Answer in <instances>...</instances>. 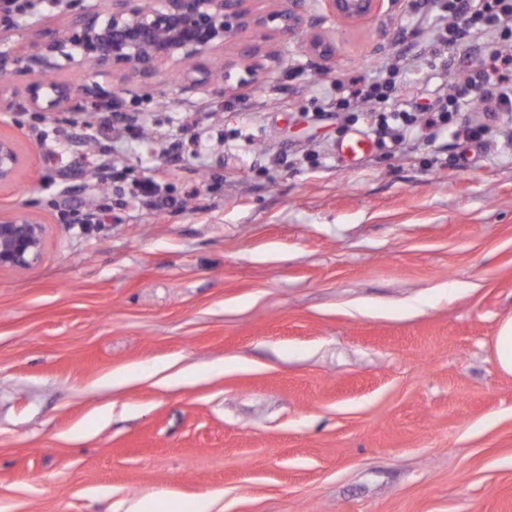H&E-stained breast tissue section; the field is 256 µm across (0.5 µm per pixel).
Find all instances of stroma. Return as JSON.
Listing matches in <instances>:
<instances>
[{"label": "stroma", "instance_id": "1", "mask_svg": "<svg viewBox=\"0 0 512 512\" xmlns=\"http://www.w3.org/2000/svg\"><path fill=\"white\" fill-rule=\"evenodd\" d=\"M305 17L336 41L249 28L215 50L199 93L180 71L139 87L92 80L141 126L70 140L107 107L0 116L27 158L0 210L47 226L42 260L0 272V512H512V127L463 108L424 144L371 147L356 112H321L334 83L370 76L401 27L425 41L428 0H386L365 23ZM259 45L248 75L237 45ZM477 45L411 64L396 101L431 103L474 74ZM196 115L208 150L183 145ZM488 124L484 138L456 127ZM182 143L180 154L164 143ZM156 179L181 201L129 200ZM107 220L83 229L82 202ZM185 371L172 386L161 369ZM306 48L312 57L320 61H330L336 57V41L324 33H309ZM132 197L146 207L164 213L167 210L178 207L177 198L167 195H160L158 184L152 179L138 181L133 184ZM495 352L500 368L512 373V318L500 326L495 337Z\"/></svg>", "mask_w": 512, "mask_h": 512}]
</instances>
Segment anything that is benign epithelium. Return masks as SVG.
I'll return each mask as SVG.
<instances>
[{
  "label": "benign epithelium",
  "instance_id": "obj_1",
  "mask_svg": "<svg viewBox=\"0 0 512 512\" xmlns=\"http://www.w3.org/2000/svg\"><path fill=\"white\" fill-rule=\"evenodd\" d=\"M104 8L73 10L70 0H50L51 8L70 16L62 28L46 24L48 16L36 13L29 26L37 33L14 50L0 51V80L20 72L38 79L0 89V112L23 107L32 112H64L75 97L97 101L96 84L75 86L47 81L63 58L80 71L86 66L124 83L151 84L163 71L181 67L190 83L183 92H194L207 83L211 67L201 60L224 41L250 26L274 24L273 31L294 37L303 31L305 0H288V6L263 15L247 6L249 0H103ZM384 0H324V19L351 25L364 21L383 8ZM307 52L317 60L336 57V41L329 35L310 33ZM24 157L17 142L0 135V187L18 183ZM47 243V227L26 212L0 213V272L35 266Z\"/></svg>",
  "mask_w": 512,
  "mask_h": 512
}]
</instances>
